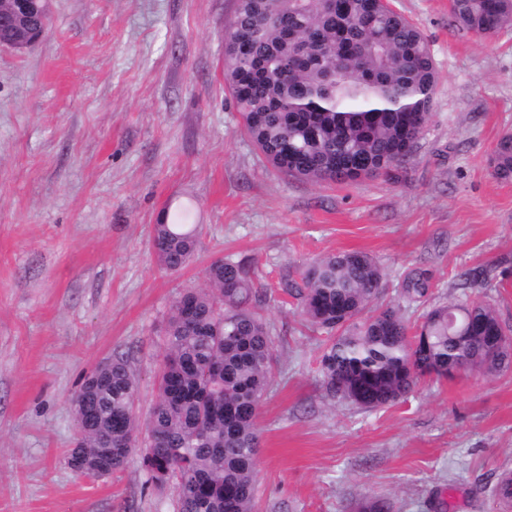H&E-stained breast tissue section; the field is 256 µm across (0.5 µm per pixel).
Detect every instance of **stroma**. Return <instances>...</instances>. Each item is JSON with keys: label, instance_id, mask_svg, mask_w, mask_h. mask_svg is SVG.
I'll use <instances>...</instances> for the list:
<instances>
[{"label": "stroma", "instance_id": "stroma-1", "mask_svg": "<svg viewBox=\"0 0 512 512\" xmlns=\"http://www.w3.org/2000/svg\"><path fill=\"white\" fill-rule=\"evenodd\" d=\"M428 39L439 74L413 158L392 175L316 184L275 169L243 134L224 81L237 0H54L44 37L0 47V512H177L132 457L74 473L71 400L123 354L135 410L156 394L168 319L213 260H253L277 359L262 399L255 512H504L512 473V369L421 378L395 404L325 395L323 334L280 288L289 268L372 254L383 303L417 321L401 283L429 275V304L464 273L512 330V182L491 174L512 130V27L459 31L448 0H392ZM191 203L194 261L159 266L151 231Z\"/></svg>", "mask_w": 512, "mask_h": 512}]
</instances>
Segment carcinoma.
Segmentation results:
<instances>
[{
    "instance_id": "1",
    "label": "carcinoma",
    "mask_w": 512,
    "mask_h": 512,
    "mask_svg": "<svg viewBox=\"0 0 512 512\" xmlns=\"http://www.w3.org/2000/svg\"><path fill=\"white\" fill-rule=\"evenodd\" d=\"M454 25L487 35L512 26V0H453ZM224 78L242 129L274 168L319 184L355 181L405 163L426 125L438 76L422 32L385 0H237L224 31ZM493 175L512 181V132L493 148ZM191 211L153 225L159 264L194 258ZM251 260L216 259L206 287L176 301L165 338L157 397L140 440L136 381L122 355L96 368L72 400L89 414L78 435L84 469L112 474L135 449L157 486L172 484L177 512H253L259 464V406L275 366ZM384 272L362 251L315 259L282 282L300 315L327 334L321 368L329 397L364 409L393 403L424 376L450 365L495 374L512 368L505 330L476 300L429 308L416 330L400 309L372 308ZM422 303L427 273L404 278ZM512 503V475L496 484Z\"/></svg>"
}]
</instances>
